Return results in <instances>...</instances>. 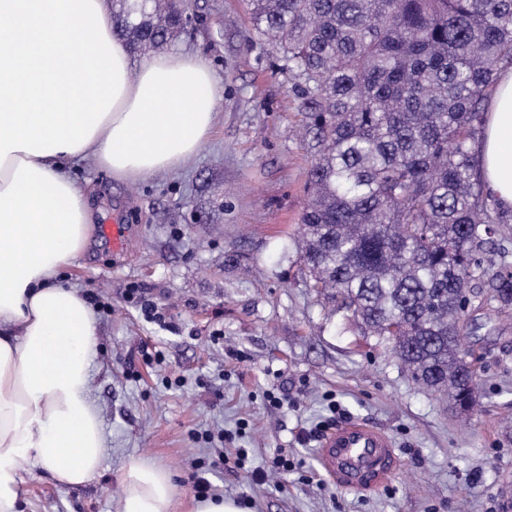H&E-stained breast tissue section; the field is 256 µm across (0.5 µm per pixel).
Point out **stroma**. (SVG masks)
<instances>
[{"mask_svg":"<svg viewBox=\"0 0 512 512\" xmlns=\"http://www.w3.org/2000/svg\"><path fill=\"white\" fill-rule=\"evenodd\" d=\"M194 21L169 48L208 58L224 99L209 141L175 172L136 184L81 162L94 224H125L124 252L91 232L60 278L97 324L88 393L105 436L102 468L69 488L24 474L21 512H117L121 469L143 455L197 491L247 512H512V311L490 320L474 300L464 343L477 401L468 418L419 390L387 344L317 296L303 272L299 219L312 156L280 54L253 32L249 0H188ZM144 289L163 320L127 289ZM281 398L269 406L268 395ZM360 420L392 439L401 466L374 492L324 477L313 433ZM247 449L236 466L238 449ZM294 464L265 482L252 467Z\"/></svg>","mask_w":512,"mask_h":512,"instance_id":"1","label":"stroma"}]
</instances>
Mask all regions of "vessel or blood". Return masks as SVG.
<instances>
[{
	"instance_id": "obj_1",
	"label": "vessel or blood",
	"mask_w": 512,
	"mask_h": 512,
	"mask_svg": "<svg viewBox=\"0 0 512 512\" xmlns=\"http://www.w3.org/2000/svg\"><path fill=\"white\" fill-rule=\"evenodd\" d=\"M317 455L336 485L350 491L380 488L399 466L389 436L361 422L345 423L328 431L320 440Z\"/></svg>"
}]
</instances>
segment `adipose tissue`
Instances as JSON below:
<instances>
[{"label": "adipose tissue", "instance_id": "ef3b65f1", "mask_svg": "<svg viewBox=\"0 0 512 512\" xmlns=\"http://www.w3.org/2000/svg\"><path fill=\"white\" fill-rule=\"evenodd\" d=\"M222 100L200 55L134 63L111 0H0V512H19L22 471L76 488L103 459L88 395L95 320L58 281L91 222L65 166L88 160L123 182L178 170L209 140ZM478 164L512 209V69L490 100ZM121 482L119 512H174L169 468L132 456Z\"/></svg>", "mask_w": 512, "mask_h": 512}]
</instances>
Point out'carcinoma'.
Wrapping results in <instances>:
<instances>
[{"mask_svg": "<svg viewBox=\"0 0 512 512\" xmlns=\"http://www.w3.org/2000/svg\"><path fill=\"white\" fill-rule=\"evenodd\" d=\"M255 31L293 79L313 151L301 217L309 286L390 346L422 391L466 413L463 345L484 295L512 310V224L477 176L470 143L512 66V0H250ZM187 3L113 0L117 34L145 56L181 33Z\"/></svg>", "mask_w": 512, "mask_h": 512, "instance_id": "cac0c4a2", "label": "carcinoma"}]
</instances>
